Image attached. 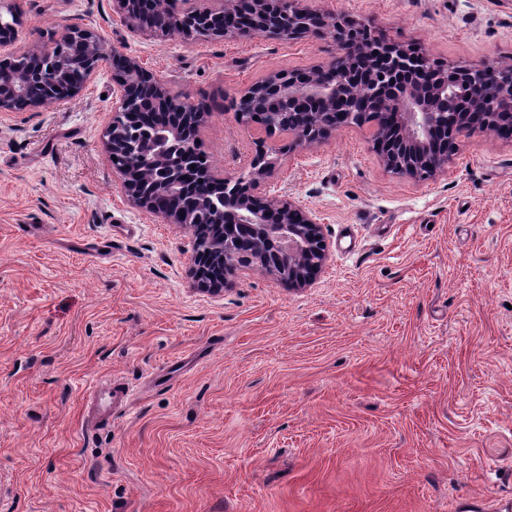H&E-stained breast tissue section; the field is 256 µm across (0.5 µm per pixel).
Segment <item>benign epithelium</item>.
<instances>
[{"mask_svg":"<svg viewBox=\"0 0 512 512\" xmlns=\"http://www.w3.org/2000/svg\"><path fill=\"white\" fill-rule=\"evenodd\" d=\"M117 2L128 25L141 28L136 0ZM211 2L189 0L191 10L177 12L174 29L186 38L203 34L246 39L258 33L294 37L333 28L336 58L329 67L304 73H273L240 98L244 110L237 113L239 119L258 114L262 117L261 125L270 134L276 132L280 113L266 111L269 98L274 96L296 105V125L291 131L295 146H310L342 128L368 123L370 141L388 172L427 180L445 172L450 160L448 151L440 147L436 138L438 130L445 126L453 129L468 116L466 112L448 111V101L461 98L473 110L491 100L495 109L483 114L482 131L500 137L503 130L512 128L511 63H450L440 78L423 86L418 74L427 62L416 48L383 41L366 27L348 29L338 20L330 22L320 13L299 8L298 0H252L251 12L241 22L218 31L197 21L199 16L213 11ZM74 41L85 43L87 81L107 54L102 50L101 40L77 28L65 31L59 44ZM374 45L384 49L382 61L391 78L387 90L366 78V56ZM30 78L32 74L18 62L13 72L0 74V111L22 107L19 96ZM113 78L119 94L112 102V123L104 141L110 159L134 146L127 131L131 113L143 107L158 111L170 101V94L160 83H139L146 74L132 57H124L123 69L114 71ZM82 89L83 85L72 83L67 69L60 68L50 80L48 97L65 100ZM205 117L206 113L192 107L181 113L180 122L169 129L167 139H190L194 144L192 151L170 156L161 177L144 180L136 168L119 172L129 200L146 212L185 226L204 213H213V234L203 246L193 245L191 255L197 268L210 265L220 272L219 276L208 278L197 274L202 291L219 293L229 278L252 269L264 270L293 288L310 285L328 258L329 244L316 215L304 211L289 198L266 193V184L277 167L272 150L258 144L248 172L237 178H223L208 168L200 169L210 185L222 189V205L209 194L186 190L183 175L192 168L193 155L200 154L195 141ZM171 192L189 196V207L176 213L160 212L155 197Z\"/></svg>","mask_w":512,"mask_h":512,"instance_id":"1","label":"benign epithelium"}]
</instances>
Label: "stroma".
Wrapping results in <instances>:
<instances>
[{"instance_id":"1","label":"stroma","mask_w":512,"mask_h":512,"mask_svg":"<svg viewBox=\"0 0 512 512\" xmlns=\"http://www.w3.org/2000/svg\"><path fill=\"white\" fill-rule=\"evenodd\" d=\"M429 59L512 60V0H301ZM0 60L71 25L208 117L215 171L278 149L267 192L330 255L291 288L256 269L197 290L192 232L132 205L104 149L117 85L0 112V512H452L512 503V140L387 172L367 129L289 148L232 106L336 57L329 34L131 29L115 0H0ZM129 388L88 425L90 386Z\"/></svg>"}]
</instances>
